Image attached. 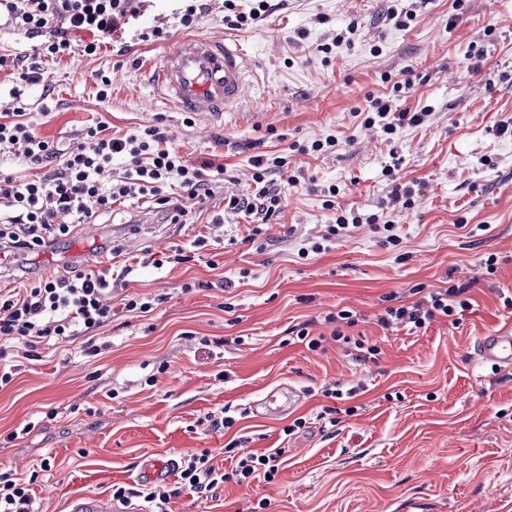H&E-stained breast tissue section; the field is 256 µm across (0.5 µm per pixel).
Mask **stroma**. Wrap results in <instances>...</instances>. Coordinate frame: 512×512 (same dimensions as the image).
Wrapping results in <instances>:
<instances>
[{"mask_svg": "<svg viewBox=\"0 0 512 512\" xmlns=\"http://www.w3.org/2000/svg\"><path fill=\"white\" fill-rule=\"evenodd\" d=\"M276 9L245 30L227 28L222 0L198 26L184 29L176 0H155L131 29L164 25L166 39L103 45L97 54L76 38L70 54L43 60L47 86H29L23 100L39 136L65 150L86 127L119 136L164 121L188 160H212L226 172L211 197L193 205L182 224L133 223L145 216L125 202L99 213L95 234L72 227L60 242L73 249L66 268L132 266L112 294V320L94 338L39 343L33 357L0 339V470L28 483L35 512H70L86 493L111 496L123 486L146 497L151 512H512V369L474 365L478 337L512 324V0H273ZM413 11L402 28L388 7ZM354 28V45L318 52ZM226 37L249 56L247 102L212 120L172 110L141 66L188 35ZM34 45L23 31L0 26V113L12 109V60ZM483 49L474 65L469 55ZM412 69L417 80L403 106H430L420 126L391 141L356 117L367 95L390 93ZM112 80L100 102L101 77ZM276 137H268V129ZM335 136L325 154L311 142ZM405 158L386 175L390 150ZM285 157L277 216L253 235L250 217L227 210L225 197L250 196L251 159ZM335 187L336 208L381 214L400 237L362 225L306 252L334 220L324 205ZM412 187L413 206L395 204ZM203 237L194 260L155 269L144 252ZM497 259L487 273L488 256ZM35 255L0 267V294L45 279ZM469 285L470 310L458 322L439 318L410 331L382 327L385 298L401 305L424 290ZM128 298L151 300L129 312ZM348 309L359 321L349 333L377 346V360L355 362L336 341L328 314ZM307 324L321 347L290 342ZM99 346L96 355L84 350ZM300 390V401L271 419L250 405L273 388ZM356 388L353 398L330 397ZM231 407L235 424L210 430L208 413ZM337 410L335 422L322 419ZM302 429L284 435L296 418ZM278 448L279 471L268 482H232L213 496L189 492L159 501L135 480L142 457L209 453L231 471L238 458Z\"/></svg>", "mask_w": 512, "mask_h": 512, "instance_id": "stroma-1", "label": "stroma"}]
</instances>
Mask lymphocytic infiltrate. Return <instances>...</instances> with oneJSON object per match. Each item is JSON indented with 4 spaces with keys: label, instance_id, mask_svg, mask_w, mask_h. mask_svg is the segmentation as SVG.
Returning <instances> with one entry per match:
<instances>
[{
    "label": "lymphocytic infiltrate",
    "instance_id": "lymphocytic-infiltrate-1",
    "mask_svg": "<svg viewBox=\"0 0 512 512\" xmlns=\"http://www.w3.org/2000/svg\"><path fill=\"white\" fill-rule=\"evenodd\" d=\"M148 0H5L9 25L37 38L34 62L22 66L20 84L12 88L15 103L9 122L0 121V145L16 147L27 164L39 166L57 161L56 174L49 179L23 182L0 177V208L7 215L11 231L0 230V251L28 254L68 236L71 224H90L96 208L107 209L118 201L148 203L163 220L182 223L190 212L189 201L210 194L212 184L224 172L212 161L193 163L172 146L168 130L151 125L121 137L103 135L101 128L84 130L77 145L62 151L40 138L25 120L19 101L26 85L45 83L38 57L55 58L70 52L72 37L89 34L84 50L95 54L103 40L124 34L130 19L146 12ZM414 80L405 77L392 86V97L367 96L364 125L394 137L407 126H418L429 116L428 108L413 111L395 105L394 100L412 89ZM121 175H114L115 165ZM283 157L254 156L252 197L229 198L227 209L246 215L271 217L281 207V191L269 175L282 168ZM178 184L182 197L164 195L163 189ZM71 224H63V217ZM111 268L97 271L73 270L57 278L39 281L25 293L0 298V338L22 341L35 348L54 337L81 336L101 328L112 319L111 306L104 303L107 290L117 287ZM467 286L452 284L428 292L423 299L385 307L378 314L380 325L397 321L419 329L439 317H451L469 310ZM281 449L252 455L238 462L231 472L216 470L208 453L183 458L177 469L179 489L200 497L212 495L224 482L244 483L258 478L271 480L278 471Z\"/></svg>",
    "mask_w": 512,
    "mask_h": 512
}]
</instances>
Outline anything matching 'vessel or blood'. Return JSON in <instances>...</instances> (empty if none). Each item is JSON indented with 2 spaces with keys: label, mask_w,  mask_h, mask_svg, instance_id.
<instances>
[{
  "label": "vessel or blood",
  "mask_w": 512,
  "mask_h": 512,
  "mask_svg": "<svg viewBox=\"0 0 512 512\" xmlns=\"http://www.w3.org/2000/svg\"><path fill=\"white\" fill-rule=\"evenodd\" d=\"M150 81L176 111L207 118L239 111L246 95L248 58L241 45L228 39L193 36L144 66ZM475 364L512 368V325L482 336L475 345ZM300 393L286 386L254 402V409L274 415L298 400ZM173 460L151 459L143 463L139 479L145 485L167 482ZM73 512H147L141 505L115 504L94 495H83L73 503Z\"/></svg>",
  "instance_id": "obj_1"
}]
</instances>
